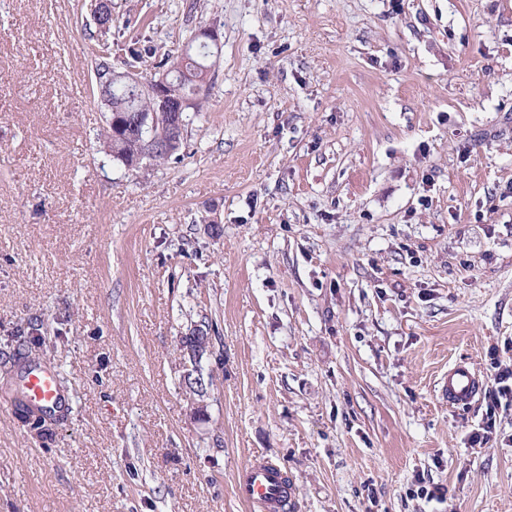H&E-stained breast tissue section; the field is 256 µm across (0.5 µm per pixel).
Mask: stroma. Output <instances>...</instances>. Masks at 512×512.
Here are the masks:
<instances>
[{
	"instance_id": "obj_1",
	"label": "stroma",
	"mask_w": 512,
	"mask_h": 512,
	"mask_svg": "<svg viewBox=\"0 0 512 512\" xmlns=\"http://www.w3.org/2000/svg\"><path fill=\"white\" fill-rule=\"evenodd\" d=\"M0 0V352L35 327L66 421L0 395V512H512V404L437 394L512 366V0ZM221 49L181 150L128 169L93 52L154 76ZM153 47L135 63L133 44ZM222 358L192 417L180 338ZM443 501L415 496V480ZM484 383L467 364L448 368V375L439 383L438 396L450 407L470 406L483 391ZM510 380V384H508ZM487 401V410L483 418V424L478 429H474L470 436L469 441L472 445H487L496 433V417L495 407L500 405L501 398L512 399V369L500 368L496 371L493 377L491 387H488L485 392ZM281 466L267 458H256L240 471L235 492L254 512H279L288 506L292 487L284 482Z\"/></svg>"
}]
</instances>
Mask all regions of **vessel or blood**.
Here are the masks:
<instances>
[{
  "label": "vessel or blood",
  "instance_id": "b4317fda",
  "mask_svg": "<svg viewBox=\"0 0 512 512\" xmlns=\"http://www.w3.org/2000/svg\"><path fill=\"white\" fill-rule=\"evenodd\" d=\"M483 388V381L469 365L456 364L441 380L438 396L452 407L469 406ZM19 391L27 403L39 410H55L64 402L58 371L48 365L26 368ZM235 492L250 512H285L292 487L285 483L277 462L256 458L241 469Z\"/></svg>",
  "mask_w": 512,
  "mask_h": 512
}]
</instances>
